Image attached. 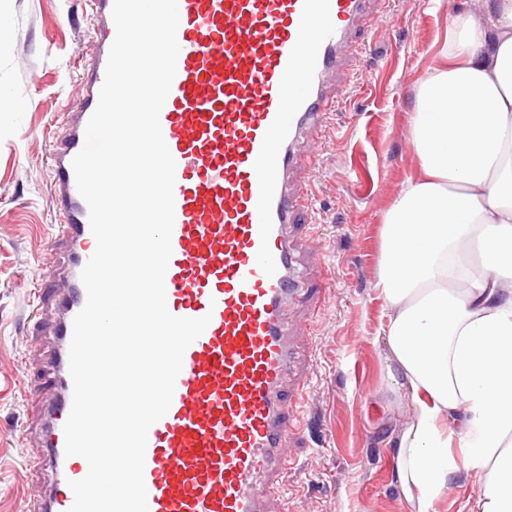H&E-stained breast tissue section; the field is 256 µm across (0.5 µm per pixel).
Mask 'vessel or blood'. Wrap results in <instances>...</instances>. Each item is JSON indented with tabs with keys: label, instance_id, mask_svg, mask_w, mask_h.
I'll return each instance as SVG.
<instances>
[{
	"label": "vessel or blood",
	"instance_id": "obj_1",
	"mask_svg": "<svg viewBox=\"0 0 512 512\" xmlns=\"http://www.w3.org/2000/svg\"><path fill=\"white\" fill-rule=\"evenodd\" d=\"M379 0H178L176 75L160 113L176 162L166 302L178 317L210 316L186 350L168 413L148 431L149 512H269L295 437L287 392L306 348L288 322L303 289L294 227L309 199L296 185L304 148L322 137L356 33ZM91 53L50 154L63 216L31 398L40 480L25 512H69L70 481L88 464L66 456L72 405L69 347L86 303L81 271L96 249L72 168L116 36L113 0H93Z\"/></svg>",
	"mask_w": 512,
	"mask_h": 512
}]
</instances>
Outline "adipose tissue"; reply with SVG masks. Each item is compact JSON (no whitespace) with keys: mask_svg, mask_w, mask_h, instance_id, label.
Returning <instances> with one entry per match:
<instances>
[{"mask_svg":"<svg viewBox=\"0 0 512 512\" xmlns=\"http://www.w3.org/2000/svg\"><path fill=\"white\" fill-rule=\"evenodd\" d=\"M410 141L422 177L387 212L375 284L408 512L476 472L470 512H512V0L448 16Z\"/></svg>","mask_w":512,"mask_h":512,"instance_id":"1","label":"adipose tissue"}]
</instances>
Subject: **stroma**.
I'll return each instance as SVG.
<instances>
[{"instance_id": "1", "label": "stroma", "mask_w": 512, "mask_h": 512, "mask_svg": "<svg viewBox=\"0 0 512 512\" xmlns=\"http://www.w3.org/2000/svg\"><path fill=\"white\" fill-rule=\"evenodd\" d=\"M429 0H382V20L358 41L347 90L325 121V146L308 162L318 197L298 231L318 244L303 264L308 286L329 291L290 308L308 350L298 374L300 433L280 470L281 512H408L395 488L388 440L402 420L387 388L377 332L384 303L375 283L385 215L420 161L409 141L418 86L435 64L449 9ZM96 21L91 0H0V512H21L35 449L20 439L32 421L25 392L37 380L28 312L59 232L50 152L74 102Z\"/></svg>"}]
</instances>
